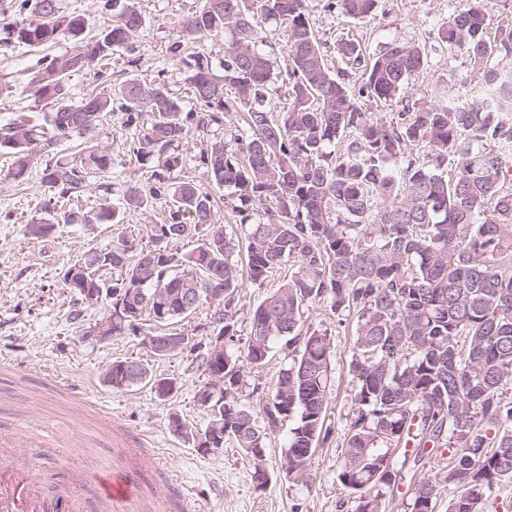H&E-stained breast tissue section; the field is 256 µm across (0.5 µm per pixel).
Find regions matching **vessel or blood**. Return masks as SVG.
<instances>
[{
    "label": "vessel or blood",
    "instance_id": "vessel-or-blood-1",
    "mask_svg": "<svg viewBox=\"0 0 512 512\" xmlns=\"http://www.w3.org/2000/svg\"><path fill=\"white\" fill-rule=\"evenodd\" d=\"M50 382L55 390L83 404H93L91 393L70 379L54 376ZM55 442L54 434L34 437L27 433L0 435V446L16 449L27 455L35 449ZM70 481L54 502L42 500L25 471L15 468L10 458H0V512H80L84 490L95 486L105 512H165L166 499L159 494H147L139 482L135 467H117L100 462L88 470L81 466L70 469Z\"/></svg>",
    "mask_w": 512,
    "mask_h": 512
}]
</instances>
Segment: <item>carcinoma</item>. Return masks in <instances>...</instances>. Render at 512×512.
Returning a JSON list of instances; mask_svg holds the SVG:
<instances>
[{
  "mask_svg": "<svg viewBox=\"0 0 512 512\" xmlns=\"http://www.w3.org/2000/svg\"><path fill=\"white\" fill-rule=\"evenodd\" d=\"M448 17L437 31L448 52L463 54V91L429 105L405 103L387 117L364 102L402 101L412 79L428 68L425 48L394 39L365 55L344 40L341 60L361 70L349 85L328 64L309 22L308 0H199L178 23L176 59L187 69L183 87L165 72L93 90L74 103L72 76L103 68L131 51L144 18L138 0H112V12L83 36L89 22L66 13L60 0H13L8 38L43 50L60 38L81 42L44 55L28 83L43 122L16 115L0 125L7 177L22 184L38 159L45 191L79 203L93 181L112 168V148L97 137L119 110L131 129L124 141L150 172L123 202L112 184H99L97 206L34 218L26 234L38 239L56 224H124L135 212L164 206L145 225L151 246L124 235L112 239V335L178 324L212 307L207 332L224 333V415L220 432L253 462L256 488L266 487L269 433L286 420L288 480L309 488L315 449L330 438L332 332L314 325L321 308L353 323V363L359 386L344 432L338 479L357 493L354 512H385L384 492L406 482L404 512H489L495 490L512 482V22L490 30L489 0ZM377 0H327L350 19L371 15ZM224 37L214 67L205 41ZM288 58L275 68L276 51ZM288 95V106L275 99ZM239 119L227 125V115ZM209 135L199 154L207 183L227 191L240 225L223 224L215 198L189 178L190 128ZM65 141L79 152L56 157ZM195 229L196 247L178 248L177 230ZM88 252L67 268L64 286L105 287L91 278ZM275 288L250 314L245 343L237 334L244 283ZM207 288L224 290L211 305ZM283 342L288 363L272 399L256 411L242 400L249 369L266 365ZM112 363V387L152 385L174 393L147 367L122 371Z\"/></svg>",
  "mask_w": 512,
  "mask_h": 512,
  "instance_id": "1",
  "label": "carcinoma"
}]
</instances>
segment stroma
<instances>
[{"label": "stroma", "instance_id": "stroma-1", "mask_svg": "<svg viewBox=\"0 0 512 512\" xmlns=\"http://www.w3.org/2000/svg\"><path fill=\"white\" fill-rule=\"evenodd\" d=\"M197 0H140L144 23L133 53L123 54L112 65L113 81L134 76L151 79L167 68L170 82L183 84L187 72L171 67L169 49L176 40V25L194 8ZM469 0H378L373 14L351 20L326 11L325 0H311L310 23L322 43L330 66L341 69L336 44L342 39L358 40L366 52L379 51L394 40H412L429 54L427 71L411 85L410 100L430 103L446 96L467 75L462 57L442 49L439 26L449 15L467 8ZM38 50L22 44L0 43V74L10 73L9 90L0 93V121L23 112L39 121L43 118L26 90ZM128 134L125 115L113 112L100 135L112 145L109 182L123 184L136 172L138 164L126 153ZM41 164H34L24 184L7 178V163L0 156V433L23 429L42 433L50 428L65 430L67 442L54 457L38 455L18 459L47 494L69 483L68 463L72 454L87 453L115 459V430L122 429L142 438L147 459L140 472L145 489L162 491L172 486L188 492L190 512H352L353 498L337 478L343 454L345 416L359 382L351 368L353 335L350 325H337L324 310L311 311L315 322H326L333 331L332 368L334 380L329 396L328 419L333 427L330 439L316 449L312 469L316 480L305 488L288 481L282 471L285 446L292 421H285L271 434L266 450L270 481L256 489L252 462L240 449L226 446L223 454H198L191 443L171 427L172 415H179L195 429H204L208 418L195 400L206 377L198 370L193 351L170 358L152 355L138 336L127 334L100 344L83 339L82 331L101 319L106 303L84 304L79 295L63 285V273L82 251L107 245L116 230L100 224L57 225L45 238L26 235L25 226L42 216L49 195L41 183ZM135 359L149 365L159 377H174L178 392L159 399L150 387L137 385L116 389L105 380L108 366L115 360ZM28 365V378L15 377L11 360ZM69 378L93 392L102 416L112 420L103 429L102 416L80 411L43 384L42 375Z\"/></svg>", "mask_w": 512, "mask_h": 512}]
</instances>
